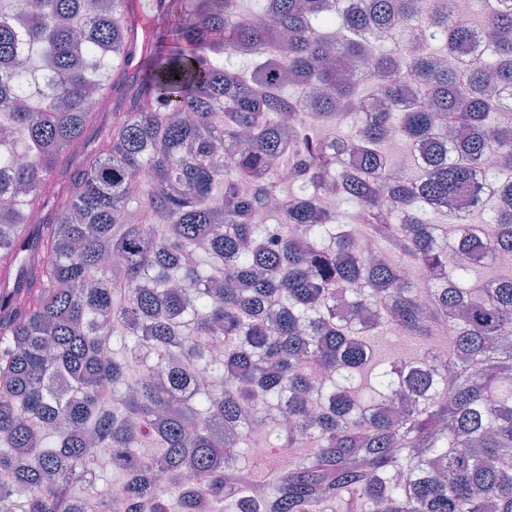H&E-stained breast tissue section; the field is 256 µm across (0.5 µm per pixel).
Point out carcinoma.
<instances>
[{
    "mask_svg": "<svg viewBox=\"0 0 512 512\" xmlns=\"http://www.w3.org/2000/svg\"><path fill=\"white\" fill-rule=\"evenodd\" d=\"M159 2L0 0V512H512V0Z\"/></svg>",
    "mask_w": 512,
    "mask_h": 512,
    "instance_id": "carcinoma-1",
    "label": "carcinoma"
}]
</instances>
